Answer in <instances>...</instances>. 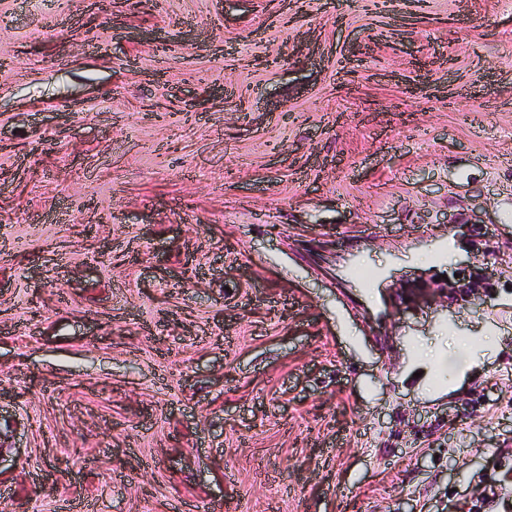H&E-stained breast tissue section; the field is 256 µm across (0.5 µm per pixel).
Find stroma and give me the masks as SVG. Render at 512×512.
<instances>
[{
	"mask_svg": "<svg viewBox=\"0 0 512 512\" xmlns=\"http://www.w3.org/2000/svg\"><path fill=\"white\" fill-rule=\"evenodd\" d=\"M484 491L512 512V0H0V512Z\"/></svg>",
	"mask_w": 512,
	"mask_h": 512,
	"instance_id": "obj_1",
	"label": "stroma"
}]
</instances>
